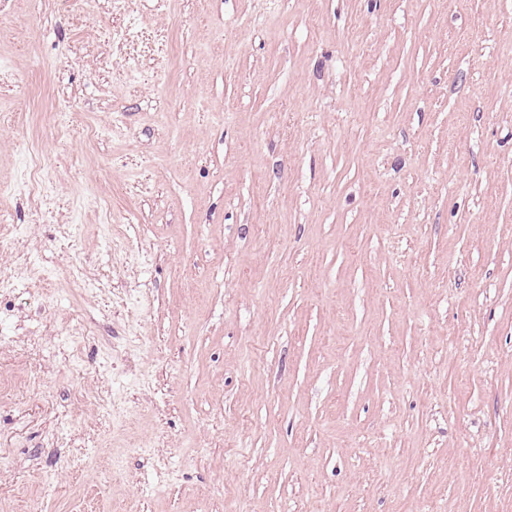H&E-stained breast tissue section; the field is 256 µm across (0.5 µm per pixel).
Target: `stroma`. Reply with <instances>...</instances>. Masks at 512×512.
<instances>
[{
    "label": "stroma",
    "instance_id": "1",
    "mask_svg": "<svg viewBox=\"0 0 512 512\" xmlns=\"http://www.w3.org/2000/svg\"><path fill=\"white\" fill-rule=\"evenodd\" d=\"M1 224L0 512H512V0H0Z\"/></svg>",
    "mask_w": 512,
    "mask_h": 512
}]
</instances>
